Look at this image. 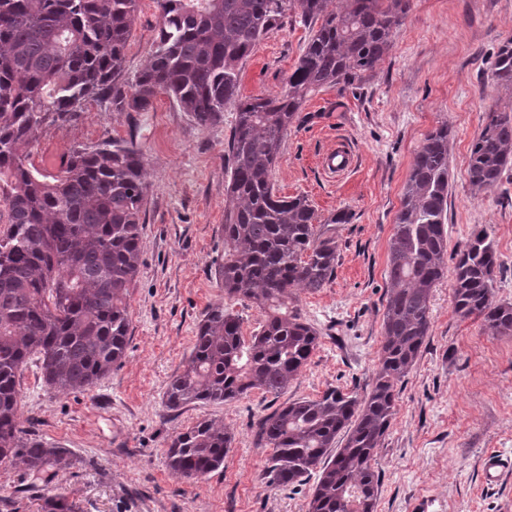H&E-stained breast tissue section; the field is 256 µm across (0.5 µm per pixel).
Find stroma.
Wrapping results in <instances>:
<instances>
[{
    "label": "stroma",
    "mask_w": 512,
    "mask_h": 512,
    "mask_svg": "<svg viewBox=\"0 0 512 512\" xmlns=\"http://www.w3.org/2000/svg\"><path fill=\"white\" fill-rule=\"evenodd\" d=\"M160 27L155 0H139L126 51V75L146 64ZM309 37L287 14L244 60L242 96L280 93ZM512 39V0H410L391 52L374 77L344 90L323 87L303 103L273 170L278 195L306 197L319 219L352 214L336 227L334 277L318 291H295L289 309L319 333L307 366L280 394L256 389L224 405H164L208 306L227 304L244 334L261 310L226 300L216 275L224 259L227 141L236 112L202 126L167 95L146 112H116L87 102L75 121L40 130L29 161L57 174L59 160L105 138L134 140L147 168L141 260L129 290V342L119 366L89 390L58 395L35 363L19 380L20 413L31 437L68 449L70 463L51 481L0 467V512H42L45 496L65 494L80 512H307L315 477L296 488L272 486L269 449L255 440L261 416L331 387L364 395L383 341L389 239L410 167L425 135L451 129L448 249L486 231L501 255L493 298L512 303V170L488 192L472 187L470 144L490 108L512 102L490 76L500 43ZM348 145L351 172L331 177L322 154ZM452 278L431 298L429 337L405 378L396 415L381 440L376 512H512V474L497 488L481 478L486 451L512 462V336L493 335L460 317ZM208 418L234 441L219 470L201 480L175 477L166 466L172 436Z\"/></svg>",
    "instance_id": "35a3bbf8"
}]
</instances>
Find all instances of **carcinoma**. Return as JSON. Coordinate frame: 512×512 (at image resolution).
Wrapping results in <instances>:
<instances>
[{
	"instance_id": "carcinoma-1",
	"label": "carcinoma",
	"mask_w": 512,
	"mask_h": 512,
	"mask_svg": "<svg viewBox=\"0 0 512 512\" xmlns=\"http://www.w3.org/2000/svg\"><path fill=\"white\" fill-rule=\"evenodd\" d=\"M161 24L148 63L125 78L138 0H0V466L39 480L66 464L67 451L29 437L20 420L18 374L36 361L57 394L85 391L122 359L129 340V288L140 264L144 155L132 140L106 138L72 151L52 177L28 164L46 126L71 123L82 106L105 100L117 112H146L158 94L199 125L221 121L232 104L231 163L224 210V263L216 274L228 299L265 313L243 336L222 304L200 320L192 351L167 385L164 405L233 402L253 389L288 388L319 345L314 327L288 311L294 289L315 292L334 276L336 225L318 223L304 198L281 197L270 175L288 128L309 93L344 90L371 78L393 47L410 0H156ZM320 22L287 88L243 98L240 64L286 12ZM512 92V40L492 63ZM451 131H429L404 186L389 242L383 342L369 391L332 387L292 400L256 423L271 449L270 484L295 485L318 471L308 512H375L381 478L376 449L389 430L405 377L430 331L433 288L448 271V165ZM512 166V106L491 109L470 146L468 173L478 191L497 186ZM455 311L499 336H512V304L495 303L502 261L486 231L456 251ZM233 443L224 426L201 419L173 436L170 472L199 480L224 466ZM42 512H78L61 493Z\"/></svg>"
}]
</instances>
